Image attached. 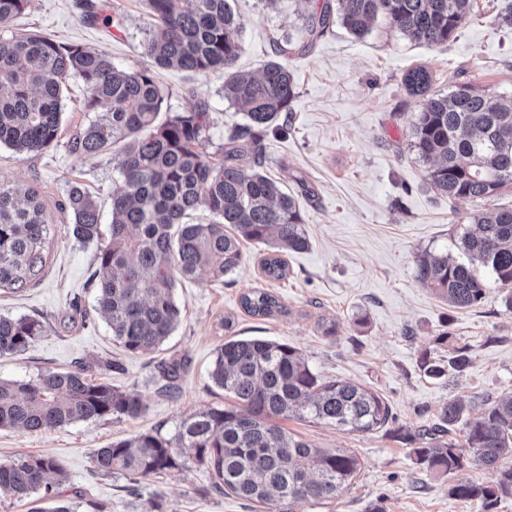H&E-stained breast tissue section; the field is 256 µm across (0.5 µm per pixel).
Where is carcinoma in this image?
I'll return each instance as SVG.
<instances>
[{
  "instance_id": "carcinoma-1",
  "label": "carcinoma",
  "mask_w": 512,
  "mask_h": 512,
  "mask_svg": "<svg viewBox=\"0 0 512 512\" xmlns=\"http://www.w3.org/2000/svg\"><path fill=\"white\" fill-rule=\"evenodd\" d=\"M152 28L143 54L153 66L204 75L224 70V97L242 105L246 122L224 141L222 157L203 146L211 123L209 105L200 100L188 112L159 121L164 97L149 68L127 70L103 52L61 44L39 33L0 37V146L19 153L51 147L61 127L62 97L69 76L78 74L95 113L71 141L83 156H109L118 170L112 191V223L102 240L98 206L74 182L67 193L73 235L97 243L93 275L98 288L95 311L105 315L112 336L135 354L155 352L177 328L181 310L176 281L203 270L217 280L235 271L243 243L266 246L261 269L266 279L289 274L285 255L304 251L309 239L297 198L282 191L260 167L263 137L289 110L295 96L288 58L304 51L338 21L364 40L371 24L385 18L411 41L444 46L464 26L474 0H337L305 16L307 43L272 41V55L257 77L232 71L242 50L243 22L236 0H147ZM29 0H0V29L25 10ZM427 68L410 69L404 84L424 97L411 129V147L430 164L428 179L439 194L474 203L512 186V101L489 87L463 84L446 94H431ZM250 155L254 165L242 164ZM212 221H186L199 205ZM472 227L460 237L462 256L425 252L416 260V280L452 308L478 305L488 280L507 291L512 309V207L474 211ZM49 224L33 185L0 182V292L16 293L37 281L46 266ZM255 317L283 311L278 296L254 288L240 298ZM42 320L0 316V356L28 348L45 335ZM423 369L433 377L461 372L470 365L468 347L455 346L447 365L430 354ZM184 371L177 361L161 365L167 391ZM210 377L233 404L207 407L182 420L175 435L144 432L95 451L94 467L103 474L146 479L191 464L206 468L212 488L265 505L297 512L307 503L329 504L351 485L360 463L350 451L317 448L280 424L295 418L339 431L365 432L390 419L376 393L343 380H326L295 345L265 338L230 339L215 353ZM146 409L135 390L96 382L84 369L45 370L29 380L0 379V428L38 432L106 417L137 418ZM469 404L443 405L438 422L418 431L416 461L426 471L453 475L466 460L453 434L463 433L473 463L498 473L493 487L468 480L452 484L449 494L481 501L493 512L512 495V395L470 418ZM47 455L0 462V497L31 500V512H74L50 481L61 474Z\"/></svg>"
}]
</instances>
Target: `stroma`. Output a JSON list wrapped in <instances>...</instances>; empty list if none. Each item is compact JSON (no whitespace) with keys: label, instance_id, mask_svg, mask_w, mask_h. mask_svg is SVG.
I'll list each match as a JSON object with an SVG mask.
<instances>
[{"label":"stroma","instance_id":"obj_1","mask_svg":"<svg viewBox=\"0 0 512 512\" xmlns=\"http://www.w3.org/2000/svg\"><path fill=\"white\" fill-rule=\"evenodd\" d=\"M83 0H30L12 30L48 35L106 52L129 70L149 67L142 44L150 27L145 0H93L96 20H84ZM324 0H238L244 24L243 49L235 71L258 73L275 38L302 43L303 16ZM502 0H474L473 13L455 39L430 48L393 31L380 19L365 40L340 25L288 66L296 94L279 123L268 132L263 171L299 196L310 247L289 254L290 274L267 280L260 261L265 247L247 243L238 269L216 280L203 272L177 282L182 318L173 335L150 355L126 351L112 338L107 321L95 314V244L78 242L65 206L70 182L85 185L111 222L112 191L118 175L108 156L73 153L70 141L91 120L85 109L89 90L71 75L63 94L57 145L18 154L0 147V182L36 184L51 225L47 265L39 282L15 295L0 294V315L35 316L44 336L25 351L0 356V379L23 380L46 369L81 366L86 376L141 394L146 405L137 418L89 420L39 433L0 430V461L49 455L62 465L64 496L76 512H264L263 506L209 488L202 467L131 482L100 474L92 455L108 443L154 431L172 437L180 421L206 407L228 404L210 370L215 352L228 338L261 337L302 350L323 378L362 385L384 399L391 417L381 428L346 434L326 425L289 420L295 436L320 448L353 452L361 469L350 488L332 505L305 504L301 512H483L480 501L448 493L449 479L420 467L412 443L396 429L417 430L436 422L453 399L484 407L512 393V310L505 293L489 287L478 307L454 309L421 287L415 261L423 251L457 254L461 235L477 206L448 200L431 187L427 166L410 148V133L423 99L403 83L407 71L425 66L431 90L447 93L469 83L512 98V27L498 24ZM164 95L163 114L191 110L207 102L212 122L205 148L220 157L224 140L245 121L224 97V74L194 76L157 71ZM313 188L304 197L303 187ZM264 288L283 303V313L253 317L240 306L242 294ZM94 317L71 322V302ZM449 333V344L436 336ZM467 346L471 364L441 378L421 366L423 352L434 358L450 345ZM186 360L177 398L164 392L161 362Z\"/></svg>","mask_w":512,"mask_h":512}]
</instances>
